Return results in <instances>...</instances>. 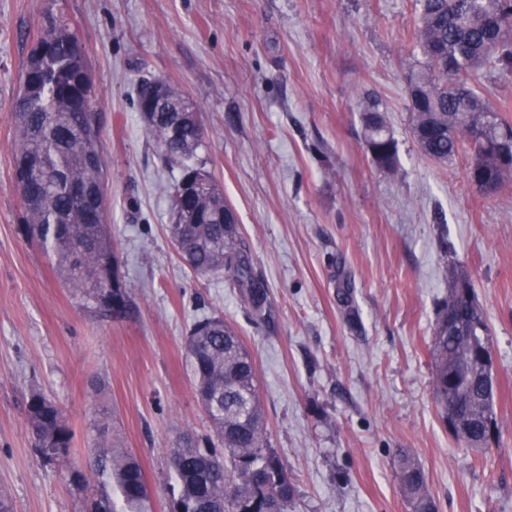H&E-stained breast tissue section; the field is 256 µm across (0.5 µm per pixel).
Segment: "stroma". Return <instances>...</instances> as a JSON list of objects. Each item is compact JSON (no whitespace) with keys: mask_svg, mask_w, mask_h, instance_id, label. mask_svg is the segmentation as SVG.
Here are the masks:
<instances>
[{"mask_svg":"<svg viewBox=\"0 0 512 512\" xmlns=\"http://www.w3.org/2000/svg\"><path fill=\"white\" fill-rule=\"evenodd\" d=\"M52 18L88 53L108 221L134 304L121 317L81 310L21 232L13 112ZM416 20V0H0V491L13 512H85L98 492L35 455L33 389L64 406L79 466L98 414H111L152 512H167L170 444L210 432L185 340L211 314L255 359L296 512H411L402 450L423 467L438 512H512V177L487 196L467 177L466 153L440 163L419 149L405 90L420 58ZM155 77L199 114L201 155L265 286L262 315L173 249L179 171L159 158L136 106L140 80ZM372 100L398 143L391 170L364 145ZM452 265L488 325L498 428L483 452L457 440L433 396L429 346Z\"/></svg>","mask_w":512,"mask_h":512,"instance_id":"stroma-1","label":"stroma"}]
</instances>
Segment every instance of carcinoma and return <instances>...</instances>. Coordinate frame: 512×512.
Here are the masks:
<instances>
[{"label":"carcinoma","instance_id":"cac0c4a2","mask_svg":"<svg viewBox=\"0 0 512 512\" xmlns=\"http://www.w3.org/2000/svg\"><path fill=\"white\" fill-rule=\"evenodd\" d=\"M413 41L422 61L406 75L408 85H421L425 110H411L412 131L420 150L437 161L461 151L470 154L468 179L491 195L512 175V124L474 89L473 74L485 70L512 78V0H417ZM51 41L48 55L34 65L37 87L27 108L15 112L17 146L14 177L27 175L20 192L28 242L39 247L79 295L90 313L111 312L98 303L112 283V264L119 260L112 245L104 193L106 173L101 158L99 117L83 112L76 98L92 100L93 85L86 52L67 22L54 21L38 31L36 41ZM188 112H155L148 126L165 163L181 175L205 171L198 150L203 143L200 121ZM364 141L371 159L381 167L396 166L397 142L379 104L364 109ZM87 189L76 203L75 184ZM172 207L198 211L190 224L169 227L177 255L195 274H224L255 312L265 302L264 286L252 275L239 226L217 217L229 208L224 193L211 183L208 193L178 194ZM466 280L448 270V303L437 319L430 356L434 399L443 415L448 406L463 411L473 424L459 440L471 449L485 445L496 420L494 391H486L467 370L476 345L487 343V326L477 314L476 300L457 294ZM186 355L196 382L197 397L211 423V434L180 437L170 448L176 485L169 512H290L296 486L280 456L270 447L260 403L254 360L232 326L220 316L196 321L187 337ZM26 424L40 459L66 466L71 482L83 486L88 477L100 485L91 512H151L150 494L137 457L112 441L108 419L98 420L90 462L83 469L70 463L73 434L62 407L42 391H30ZM413 512H437L421 465L400 455L397 470Z\"/></svg>","mask_w":512,"mask_h":512}]
</instances>
